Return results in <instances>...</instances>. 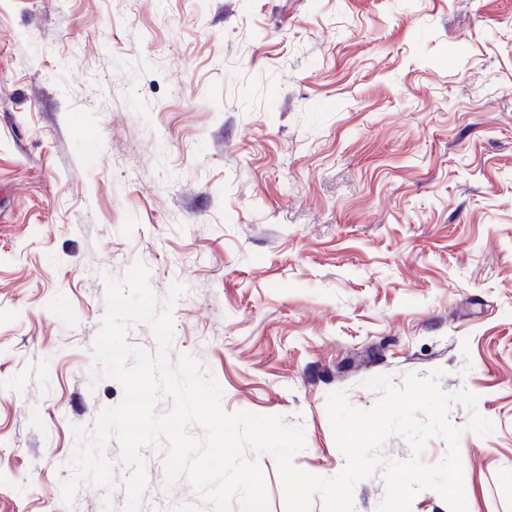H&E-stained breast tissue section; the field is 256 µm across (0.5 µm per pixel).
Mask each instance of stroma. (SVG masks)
Here are the masks:
<instances>
[{
	"mask_svg": "<svg viewBox=\"0 0 512 512\" xmlns=\"http://www.w3.org/2000/svg\"><path fill=\"white\" fill-rule=\"evenodd\" d=\"M226 412L442 370L468 512H512V0H0V512H124L61 483L123 389L93 347L136 264ZM493 426L467 431L473 414ZM143 451L140 512H212Z\"/></svg>",
	"mask_w": 512,
	"mask_h": 512,
	"instance_id": "1",
	"label": "stroma"
}]
</instances>
